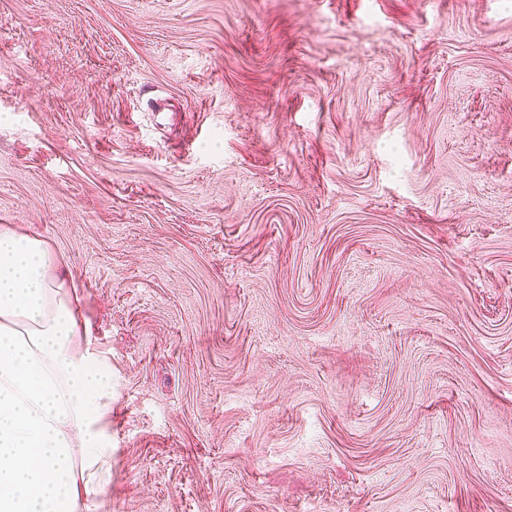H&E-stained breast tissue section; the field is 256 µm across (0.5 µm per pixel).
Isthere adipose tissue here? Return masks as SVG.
<instances>
[{
	"label": "adipose tissue",
	"mask_w": 512,
	"mask_h": 512,
	"mask_svg": "<svg viewBox=\"0 0 512 512\" xmlns=\"http://www.w3.org/2000/svg\"><path fill=\"white\" fill-rule=\"evenodd\" d=\"M50 243L0 226V512H102L112 371Z\"/></svg>",
	"instance_id": "obj_1"
}]
</instances>
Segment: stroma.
Wrapping results in <instances>:
<instances>
[{"label":"stroma","mask_w":512,"mask_h":512,"mask_svg":"<svg viewBox=\"0 0 512 512\" xmlns=\"http://www.w3.org/2000/svg\"><path fill=\"white\" fill-rule=\"evenodd\" d=\"M0 224L104 512H512V0H0Z\"/></svg>","instance_id":"35a3bbf8"}]
</instances>
